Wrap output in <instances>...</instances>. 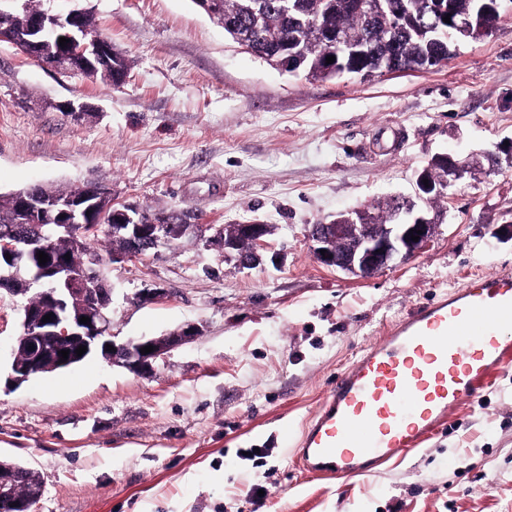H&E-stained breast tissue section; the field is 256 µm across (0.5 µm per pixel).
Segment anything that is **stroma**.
<instances>
[{
	"label": "stroma",
	"instance_id": "1",
	"mask_svg": "<svg viewBox=\"0 0 512 512\" xmlns=\"http://www.w3.org/2000/svg\"><path fill=\"white\" fill-rule=\"evenodd\" d=\"M77 5L128 76H64L0 43V193L98 182L191 224L273 233L251 269L192 235L104 265L118 341L201 328L146 375L94 355L15 383L28 298L0 290V459L39 472L36 512H512V365L368 476L317 478L294 459L390 326L471 277L512 273V0L443 65L326 81L246 52L194 0ZM70 102L92 117L61 112ZM448 152L472 171L429 201L438 227L416 257L367 280L317 262L309 225L414 195ZM486 153L497 170L479 168ZM147 288L161 296L140 303Z\"/></svg>",
	"mask_w": 512,
	"mask_h": 512
}]
</instances>
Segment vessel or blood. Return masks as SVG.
I'll use <instances>...</instances> for the list:
<instances>
[{
    "instance_id": "b4317fda",
    "label": "vessel or blood",
    "mask_w": 512,
    "mask_h": 512,
    "mask_svg": "<svg viewBox=\"0 0 512 512\" xmlns=\"http://www.w3.org/2000/svg\"><path fill=\"white\" fill-rule=\"evenodd\" d=\"M512 363V275L471 279L392 327L341 374L296 451L324 478L365 476L420 447Z\"/></svg>"
}]
</instances>
